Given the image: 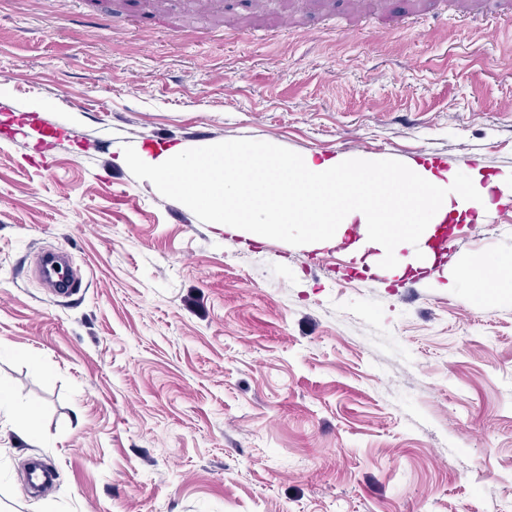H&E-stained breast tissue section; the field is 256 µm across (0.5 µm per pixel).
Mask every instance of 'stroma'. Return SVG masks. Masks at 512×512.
<instances>
[{
	"instance_id": "stroma-1",
	"label": "stroma",
	"mask_w": 512,
	"mask_h": 512,
	"mask_svg": "<svg viewBox=\"0 0 512 512\" xmlns=\"http://www.w3.org/2000/svg\"><path fill=\"white\" fill-rule=\"evenodd\" d=\"M509 56L512 0H0V383L39 422L0 423V512H512V296L230 236L114 162L512 173ZM55 249L79 292L38 278ZM475 252H512V202L449 225L442 265Z\"/></svg>"
}]
</instances>
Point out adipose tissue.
Here are the masks:
<instances>
[{
    "mask_svg": "<svg viewBox=\"0 0 512 512\" xmlns=\"http://www.w3.org/2000/svg\"><path fill=\"white\" fill-rule=\"evenodd\" d=\"M115 162L177 193L226 234L260 242L291 227L307 249H343L356 270L391 279L438 267L427 242L439 225L512 199V173L487 180L476 167L460 187L454 170L433 162L283 158L234 143L121 152Z\"/></svg>",
    "mask_w": 512,
    "mask_h": 512,
    "instance_id": "obj_1",
    "label": "adipose tissue"
}]
</instances>
